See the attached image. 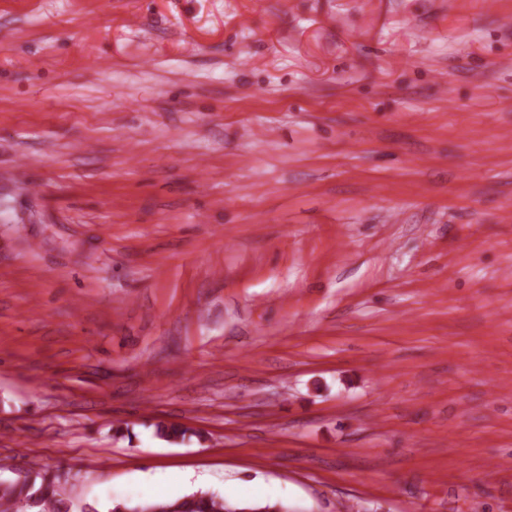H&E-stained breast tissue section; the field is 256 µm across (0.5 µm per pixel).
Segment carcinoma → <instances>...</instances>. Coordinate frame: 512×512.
<instances>
[{"mask_svg":"<svg viewBox=\"0 0 512 512\" xmlns=\"http://www.w3.org/2000/svg\"><path fill=\"white\" fill-rule=\"evenodd\" d=\"M15 502L20 505L18 512H73L72 504L65 498L61 475L37 470L22 483L1 480L0 503ZM131 507L124 503L111 505L108 512H125ZM133 510L142 512H255L264 509L275 512L276 505L255 504L241 501H227L214 494L196 492L175 500H151L137 505Z\"/></svg>","mask_w":512,"mask_h":512,"instance_id":"carcinoma-1","label":"carcinoma"}]
</instances>
